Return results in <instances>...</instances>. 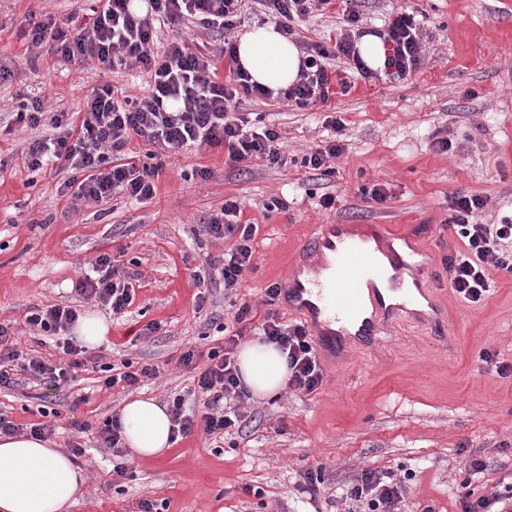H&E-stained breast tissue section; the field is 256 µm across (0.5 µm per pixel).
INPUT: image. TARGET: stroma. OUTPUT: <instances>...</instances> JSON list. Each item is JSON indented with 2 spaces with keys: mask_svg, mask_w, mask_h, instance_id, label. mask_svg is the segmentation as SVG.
<instances>
[{
  "mask_svg": "<svg viewBox=\"0 0 512 512\" xmlns=\"http://www.w3.org/2000/svg\"><path fill=\"white\" fill-rule=\"evenodd\" d=\"M88 7L87 0H0V324L19 351L45 360L59 351L27 323L31 312L69 306L110 325L66 386L37 380L0 391L1 417L26 428L53 409L57 448L81 443L76 463L88 484L70 512H138L146 499L159 512H344L334 492L365 468L401 482L400 512H462L463 484L512 505V377L489 374L480 359L488 350L512 363V276L495 273L493 294L471 305L451 290L441 264L464 247L447 225L452 193L486 198L485 223L512 216V0H360L361 26L370 32L403 10L422 15L426 58L408 82L382 78L333 99L345 123V152L333 175L293 165L241 172L225 167L223 150L191 146L166 154L148 203L118 193L91 207L59 195L60 175L27 169L29 143L50 127L13 123L23 101L76 113L105 84L132 97L147 90L149 78L137 68L31 59L28 14L64 21ZM240 110L265 113L294 159L327 135L323 112L283 100L245 99ZM440 131L453 142L445 153L432 146ZM200 169L211 177L201 180ZM377 181L389 185L381 204L361 193ZM325 194L336 198L332 209L319 205ZM228 198L259 227L257 270L243 288L254 308L269 284L286 280L314 225L414 230L434 258L421 287L445 307L446 335L418 319L381 322L373 345L345 343L324 362L317 391L246 400L239 433L220 442L198 433L178 439L161 458L130 459L131 476L113 480L112 452L100 447L98 431L128 398L164 403L177 393L199 406L178 359L188 346L205 351L221 343L211 321L228 307L224 290L193 272L224 248L203 226ZM278 200L283 208L273 209ZM103 253L135 291L121 316L72 288L79 270ZM152 322L158 331L140 336ZM123 360L164 372L136 389L102 387L101 366ZM74 419L84 432L71 427ZM475 460L482 469L472 468ZM316 468L326 492L313 497L303 475Z\"/></svg>",
  "mask_w": 512,
  "mask_h": 512,
  "instance_id": "35a3bbf8",
  "label": "stroma"
}]
</instances>
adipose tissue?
<instances>
[{
    "label": "adipose tissue",
    "mask_w": 512,
    "mask_h": 512,
    "mask_svg": "<svg viewBox=\"0 0 512 512\" xmlns=\"http://www.w3.org/2000/svg\"><path fill=\"white\" fill-rule=\"evenodd\" d=\"M237 62L253 81L284 90L298 78L300 53L275 25L256 26L237 40ZM241 379L259 399H271L288 379L286 357L274 345L253 340L238 354ZM132 456L151 459L175 439L165 405L152 398L127 400L118 416ZM85 483L82 469L51 442L0 435V512H70Z\"/></svg>",
    "instance_id": "1"
}]
</instances>
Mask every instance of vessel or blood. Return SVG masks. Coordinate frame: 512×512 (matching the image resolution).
<instances>
[{"instance_id":"vessel-or-blood-1","label":"vessel or blood","mask_w":512,"mask_h":512,"mask_svg":"<svg viewBox=\"0 0 512 512\" xmlns=\"http://www.w3.org/2000/svg\"><path fill=\"white\" fill-rule=\"evenodd\" d=\"M383 249L379 235H354L343 224L315 225L301 245L302 256L321 255V276L311 280L292 274L282 286L289 303L308 315V323L316 330L319 346L335 351L341 342L333 330L336 322L358 323V333L373 339L378 317L392 318L414 311L416 298L406 293L401 302L385 303L376 284L388 281L392 289H400L412 264L394 255L390 266L377 259Z\"/></svg>"}]
</instances>
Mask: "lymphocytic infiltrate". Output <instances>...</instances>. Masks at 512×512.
<instances>
[{
	"instance_id": "lymphocytic-infiltrate-1",
	"label": "lymphocytic infiltrate",
	"mask_w": 512,
	"mask_h": 512,
	"mask_svg": "<svg viewBox=\"0 0 512 512\" xmlns=\"http://www.w3.org/2000/svg\"><path fill=\"white\" fill-rule=\"evenodd\" d=\"M246 0H146L145 13H134L132 0H97L90 9V20L74 27L63 26L54 17H27L30 44L38 52L84 62L94 60L100 69L137 67L146 71L151 83L145 95L132 98L106 84L95 89L84 106L83 119L66 112L45 115L39 103H19L13 115L16 124L32 129L51 127L52 136L30 143L25 155L34 171L55 164L68 171L62 184L71 199L97 204L115 192L145 203L155 196L162 169L159 151L187 146L223 149L224 164L246 168L261 162L270 168H283L288 156L281 134L266 123L263 115H242V99H280L300 108L327 106L337 96L348 95L359 82H373L386 74L395 82L408 81L423 64L426 53L416 14L401 11L382 33L388 53L383 71L366 66L357 48V30L362 15L356 0H344L346 24L338 37L318 42L302 41L300 74L288 89H272L252 83L247 71L236 66V43L231 36L241 20ZM334 0H261L277 19L280 31L294 36L297 19L326 10ZM163 19L174 26L199 22L204 28L224 34L220 54L197 52L183 39L168 43L162 52L152 49L157 39L154 22ZM224 56L231 68L225 80H218L217 56ZM331 134L328 140L303 155L300 165L324 174L336 171L344 153L341 139L344 123L340 117L324 119ZM148 146L147 162L128 150L131 141ZM452 212L449 227L461 237L465 251L446 256L444 270L452 290L467 303L476 304L490 294L493 272L512 275V217L497 224H485L480 215L487 205L484 197L462 192L448 198ZM241 205L225 200L219 213L209 217L203 229L216 239L228 240L222 255L207 257L195 271L198 281L221 279L224 297L233 313L219 323L224 333L222 345L200 351L188 349L178 363L192 372L204 401L195 413L186 412L181 397L168 407L174 436L186 437L195 430L217 438L238 429L240 409L248 397L238 374L236 353L246 337L253 307L240 301L239 291L256 269L254 240L257 225L239 220ZM93 275L80 277L74 284L78 295L110 306L121 314L131 305L132 289L109 255L96 257ZM280 284L264 291L263 319L259 336L276 345L286 356L289 390L306 394L323 383V370L306 324L283 320L277 302ZM10 334L0 326V389L18 385L20 376L66 383L84 361L82 350L72 343L62 347V358L49 364L37 358L20 359L9 344ZM401 492L384 483L375 471L362 470L345 486L342 499L347 512H398Z\"/></svg>"
}]
</instances>
